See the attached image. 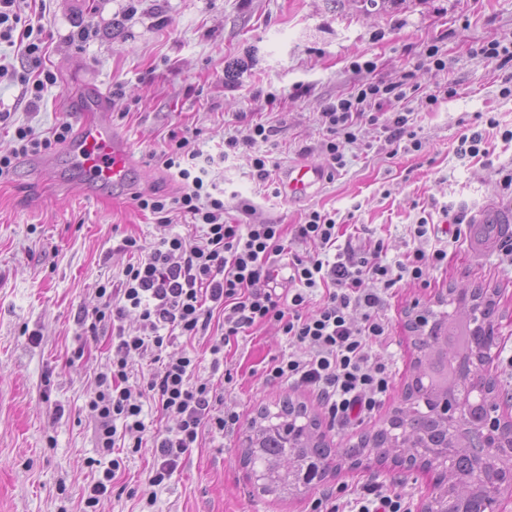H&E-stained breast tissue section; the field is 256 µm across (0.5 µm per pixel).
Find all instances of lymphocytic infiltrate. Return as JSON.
Wrapping results in <instances>:
<instances>
[{
    "mask_svg": "<svg viewBox=\"0 0 512 512\" xmlns=\"http://www.w3.org/2000/svg\"><path fill=\"white\" fill-rule=\"evenodd\" d=\"M12 5L13 0H0V39L21 34L31 63H39L43 42L34 38L33 25L23 24L12 12ZM417 90L409 73L395 84L371 78L326 103L320 114V149L328 174L345 168V148L357 142L367 124L380 125L388 144L422 151L414 112L407 106ZM70 132L66 122L43 138L30 128L16 127L10 149L0 150V177L10 174L18 157L49 151ZM271 135V128L253 124L246 134L225 138L216 156L196 148L189 137L171 138L157 162L181 182L180 194L136 197L138 208L162 225H170L172 214L178 213L200 233L192 238L170 233L149 248L134 236L122 238L120 248L133 255V262L123 268L119 285L100 286L98 305L78 318L86 334L112 329V358L86 400L97 451L89 461L94 479L82 496L89 512L112 490L123 462L115 454L118 446L134 454L144 439L153 443L157 464L150 472V491L141 495L149 510L155 504L153 488L170 479L179 460L204 435L237 425L239 414L223 410L224 399L213 386L196 381L194 355L186 352L170 359L165 354L177 337L191 339L207 332L215 314H222L223 322L220 335L211 339L212 368L223 365L231 340L271 324L287 337L291 351L271 365L268 381L314 391L331 416L350 419L369 413L390 389L387 365L369 356L370 343L386 342L390 335L382 314L385 297L399 283H426L429 271L447 265L448 249L420 246L391 261L381 244L367 252L349 244L341 247L335 218L315 210L290 229L274 223H226L224 191L212 176L215 163L226 162L241 149L254 150ZM290 237L308 245V254L289 255ZM316 293L321 300L312 311L308 305ZM355 311L360 314L356 323L351 320ZM132 312L141 321L136 335L123 325ZM139 360L149 361L150 369L134 373ZM150 403L174 419V426L149 433L145 408Z\"/></svg>",
    "mask_w": 512,
    "mask_h": 512,
    "instance_id": "f902f5d3",
    "label": "lymphocytic infiltrate"
}]
</instances>
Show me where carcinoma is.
Here are the masks:
<instances>
[{
  "label": "carcinoma",
  "mask_w": 512,
  "mask_h": 512,
  "mask_svg": "<svg viewBox=\"0 0 512 512\" xmlns=\"http://www.w3.org/2000/svg\"><path fill=\"white\" fill-rule=\"evenodd\" d=\"M499 289L449 284L408 328L416 357L400 403L377 430L346 448H334L319 417L285 399L257 409L243 432L241 461L259 474L257 490L285 497L324 480L333 459L374 456L434 468L448 455L423 512H441L451 499L469 494L467 512H494L512 492V425L497 417L509 396L485 372L495 343Z\"/></svg>",
  "instance_id": "obj_1"
}]
</instances>
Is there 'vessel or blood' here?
I'll return each instance as SVG.
<instances>
[{"label": "vessel or blood", "mask_w": 512, "mask_h": 512, "mask_svg": "<svg viewBox=\"0 0 512 512\" xmlns=\"http://www.w3.org/2000/svg\"><path fill=\"white\" fill-rule=\"evenodd\" d=\"M85 102L95 117L80 121L66 145L72 166L97 187L125 190L131 182L134 152L128 138L112 126L108 116L111 97L97 84L86 85ZM326 178L320 163L306 161L286 169L281 177L284 197L289 201L309 198Z\"/></svg>", "instance_id": "vessel-or-blood-1"}]
</instances>
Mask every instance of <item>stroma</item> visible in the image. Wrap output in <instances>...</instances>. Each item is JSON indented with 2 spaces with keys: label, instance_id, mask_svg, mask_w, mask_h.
<instances>
[{
  "label": "stroma",
  "instance_id": "obj_1",
  "mask_svg": "<svg viewBox=\"0 0 512 512\" xmlns=\"http://www.w3.org/2000/svg\"><path fill=\"white\" fill-rule=\"evenodd\" d=\"M15 9L40 27L42 67L57 81L30 105L19 80L30 62L19 39L0 40V113L8 115L0 122V147L20 125L45 134L62 121L77 124L85 116L81 88L93 81L110 90L112 124L131 140L137 162L131 197L113 200L87 195L60 145L52 151L55 171L38 173L32 157L23 156L0 180V512L84 510L82 487L94 476L88 460L96 454L85 402L109 363L111 336L82 335L77 317L97 304L100 284L119 280L129 261L117 249L123 236H139L148 247L167 230L196 235L178 214L170 228L160 227L133 199L176 194L177 183L155 160L170 133L196 132V145L213 150L261 122L276 130L265 150L280 167L293 165L303 161V146L321 140L324 104L361 80L350 67L356 59L373 61L377 77L388 82L411 70L422 89L456 88L433 109L416 108L423 151L393 150L379 126H364L360 142L346 148V167L300 204L258 185L247 152L216 166L213 176L224 190L226 220L237 218L242 199L253 201L257 222L298 224L318 210L333 214L354 246L383 242L391 259L414 248L413 224L444 226L447 208L466 210L469 222L460 241L449 244L447 266L429 274V287L395 288L382 309L391 339L371 354L391 372L387 396L346 427L331 420L311 390L265 383L266 366L289 352L287 337L272 325L227 348V378L212 373L206 337L178 338L167 352L194 351L197 379L223 391L225 408L241 419L289 394L319 414L328 439L344 442L375 429L398 402L412 359L406 310L432 305L448 284L483 283L499 289L503 311L487 369L512 393V267L499 261L512 248V232L486 249L473 239L479 211L501 202L492 171L512 164V142L490 129L493 155L457 153L460 134L477 116L512 127L501 70L473 53L476 45L512 36V0H387L368 14L356 0H16ZM431 42L446 69L420 62ZM241 436L238 429L205 436L157 487L153 512H359L369 483L396 488L410 512H422L433 489L432 472L374 461L342 464L297 497L264 496L240 462ZM153 463L149 447L126 458L96 512H139L137 493Z\"/></svg>",
  "mask_w": 512,
  "mask_h": 512
}]
</instances>
